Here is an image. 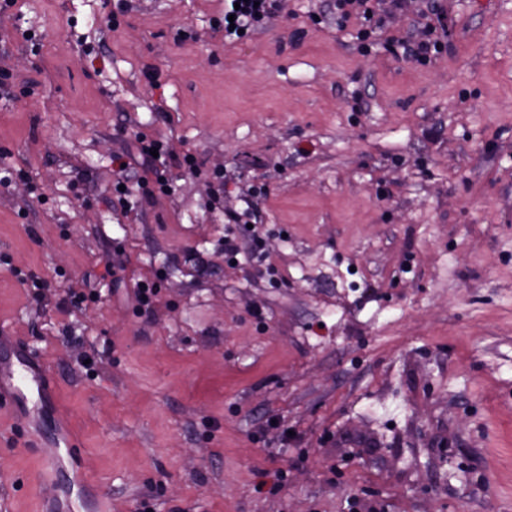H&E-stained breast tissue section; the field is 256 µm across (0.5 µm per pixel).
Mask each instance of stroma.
Here are the masks:
<instances>
[{"label": "stroma", "mask_w": 512, "mask_h": 512, "mask_svg": "<svg viewBox=\"0 0 512 512\" xmlns=\"http://www.w3.org/2000/svg\"><path fill=\"white\" fill-rule=\"evenodd\" d=\"M444 4L424 64L323 0L0 12V330L107 512H512V0ZM141 129L199 167L123 204ZM26 439L0 410V512L59 492ZM227 2V3H226ZM254 2H259L254 8ZM287 0H225L224 1V38L244 40L256 30L262 28L271 18L278 16L285 10ZM240 3L235 10L234 4ZM235 14L234 22L228 20L229 15ZM234 23L235 28H230ZM243 29L242 34L238 30Z\"/></svg>", "instance_id": "stroma-1"}]
</instances>
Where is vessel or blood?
I'll return each instance as SVG.
<instances>
[{"mask_svg": "<svg viewBox=\"0 0 512 512\" xmlns=\"http://www.w3.org/2000/svg\"><path fill=\"white\" fill-rule=\"evenodd\" d=\"M0 397L11 413L24 414L29 447H41L44 431L52 430L53 454L43 470L44 477H56L61 471L68 474L67 492L43 503L40 512H79L86 479L74 466L77 441L55 415L46 373L27 351L14 347L0 349Z\"/></svg>", "mask_w": 512, "mask_h": 512, "instance_id": "vessel-or-blood-1", "label": "vessel or blood"}]
</instances>
